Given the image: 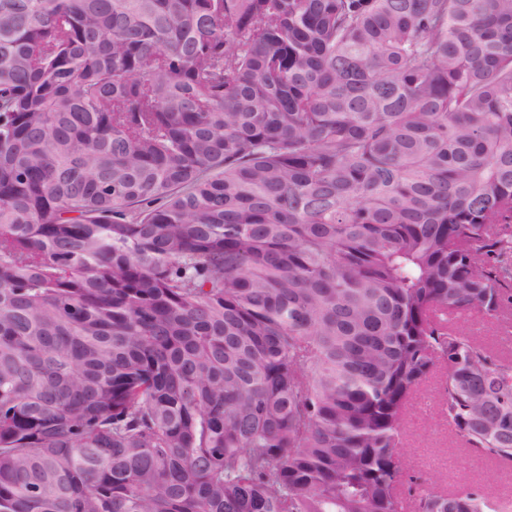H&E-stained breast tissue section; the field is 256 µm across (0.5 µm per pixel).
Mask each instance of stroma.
<instances>
[{
	"label": "stroma",
	"instance_id": "stroma-1",
	"mask_svg": "<svg viewBox=\"0 0 512 512\" xmlns=\"http://www.w3.org/2000/svg\"><path fill=\"white\" fill-rule=\"evenodd\" d=\"M508 322L512 323V314H503L498 320L472 316L466 327L492 353L512 358V342L501 338ZM442 383V377L431 378L406 415L403 453L410 475L429 480L441 492L478 487L491 499H512V464L504 465L469 451L438 413Z\"/></svg>",
	"mask_w": 512,
	"mask_h": 512
}]
</instances>
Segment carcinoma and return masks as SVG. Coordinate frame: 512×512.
<instances>
[{"label": "carcinoma", "mask_w": 512, "mask_h": 512, "mask_svg": "<svg viewBox=\"0 0 512 512\" xmlns=\"http://www.w3.org/2000/svg\"><path fill=\"white\" fill-rule=\"evenodd\" d=\"M512 0H0V512H512ZM505 322H511L512 324V308L511 315L510 310H507L499 320L469 316L465 325L470 334L492 353L501 357L512 358V342L506 343L501 338ZM444 376L432 377L405 418L403 453L409 475L428 479L441 492L480 487L491 499H512V464L504 465L469 451L437 411Z\"/></svg>", "instance_id": "obj_1"}]
</instances>
